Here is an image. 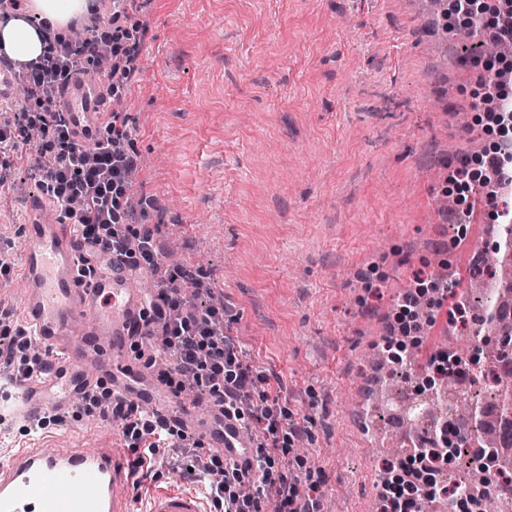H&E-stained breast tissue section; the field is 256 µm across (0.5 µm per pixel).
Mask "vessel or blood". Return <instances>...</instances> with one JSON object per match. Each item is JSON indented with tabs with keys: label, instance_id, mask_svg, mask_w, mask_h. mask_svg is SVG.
I'll return each mask as SVG.
<instances>
[{
	"label": "vessel or blood",
	"instance_id": "b4317fda",
	"mask_svg": "<svg viewBox=\"0 0 512 512\" xmlns=\"http://www.w3.org/2000/svg\"><path fill=\"white\" fill-rule=\"evenodd\" d=\"M109 99L106 81L79 72L59 90L56 107L77 143L100 137ZM86 259L72 225L50 214L47 199L32 202L16 259L18 315L49 364L17 379L14 395L0 402V424L38 430L47 420H66L84 395L106 384L113 396L202 435L227 462L250 461L255 438L225 417L222 402H209L202 414L190 397L158 398L148 366L154 327L144 317L139 280L118 262L88 271ZM141 483L124 449L62 434L0 460V512H208L197 490L159 489L141 498Z\"/></svg>",
	"mask_w": 512,
	"mask_h": 512
}]
</instances>
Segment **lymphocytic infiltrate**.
I'll return each instance as SVG.
<instances>
[{
    "label": "lymphocytic infiltrate",
    "instance_id": "1",
    "mask_svg": "<svg viewBox=\"0 0 512 512\" xmlns=\"http://www.w3.org/2000/svg\"><path fill=\"white\" fill-rule=\"evenodd\" d=\"M126 8L112 17L111 28L94 27V40L72 41L47 38L42 56L15 69L25 84L22 111L0 116V191L10 188L19 159V148L27 144L31 128L42 132L35 149L41 158L36 177L51 195L59 214L69 220L84 240L102 244L113 255L150 277L154 288L146 303L157 328L156 377L174 394L194 401L222 400L224 410L241 423L257 422L255 463L239 470L223 457L210 453L203 441L184 443L183 431L156 417H148L136 403L110 399L108 389L83 400L85 413L113 416L123 422L125 445L133 455L136 471L156 474L158 449L170 451V468L187 477L203 493L209 512H310L312 481L298 480L285 464L289 452L281 433L295 436L305 430L301 421H282L267 378L253 370L224 331V310L199 305L208 288L203 274L184 266H170L161 260L157 230L139 223L133 200L137 194L130 171L139 156L129 131V115L110 112L100 137L89 146L73 142L64 113L55 111L53 100L60 85L75 72H87L108 60L106 71L113 97H120L134 74L133 62L140 56L143 39L139 24L130 20L139 0H125ZM451 14L466 26L478 27L491 40L512 41V25L486 20L487 0H450ZM481 175L461 171L450 181L459 193L470 192L473 182L493 187L512 183V151L498 148L480 157ZM425 279L415 278L398 304L404 322L402 334L384 339L385 351L400 348L403 335L420 332L429 315L420 305L442 307L447 288L430 297ZM0 335L8 337L7 361L17 373L32 371L37 359L29 353L32 339L13 323L9 313L0 311ZM382 498L390 512H420L421 501L444 493L440 480L404 497L407 484L417 476L413 459L392 464Z\"/></svg>",
    "mask_w": 512,
    "mask_h": 512
}]
</instances>
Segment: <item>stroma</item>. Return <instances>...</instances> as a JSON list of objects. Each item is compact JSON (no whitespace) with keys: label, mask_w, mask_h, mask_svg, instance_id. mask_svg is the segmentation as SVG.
Wrapping results in <instances>:
<instances>
[{"label":"stroma","mask_w":512,"mask_h":512,"mask_svg":"<svg viewBox=\"0 0 512 512\" xmlns=\"http://www.w3.org/2000/svg\"><path fill=\"white\" fill-rule=\"evenodd\" d=\"M142 57L122 105L137 184L168 264L196 267L222 294L228 329L280 408L307 419L318 512H371L386 440L419 391L420 368L378 374L396 303L415 277L463 279L465 313L444 303L420 357L467 335L493 283V210L512 191L461 203L451 171L475 168L502 136L488 124L487 73L469 29L445 28L420 0H145ZM0 200V241L22 243L25 198L40 195L33 145ZM381 375L383 390L369 386ZM67 433L125 445L120 422L75 409L44 433L0 427V459Z\"/></svg>","instance_id":"obj_1"}]
</instances>
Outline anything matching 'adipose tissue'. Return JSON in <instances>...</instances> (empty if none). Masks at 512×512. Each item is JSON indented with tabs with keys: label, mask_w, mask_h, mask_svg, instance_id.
I'll list each match as a JSON object with an SVG mask.
<instances>
[{
	"label": "adipose tissue",
	"mask_w": 512,
	"mask_h": 512,
	"mask_svg": "<svg viewBox=\"0 0 512 512\" xmlns=\"http://www.w3.org/2000/svg\"><path fill=\"white\" fill-rule=\"evenodd\" d=\"M88 0H26L21 12L0 23V54L25 63L40 57L44 50L43 35L31 27L26 14L41 16L56 33L66 31L69 24L87 12Z\"/></svg>",
	"instance_id": "adipose-tissue-1"
}]
</instances>
